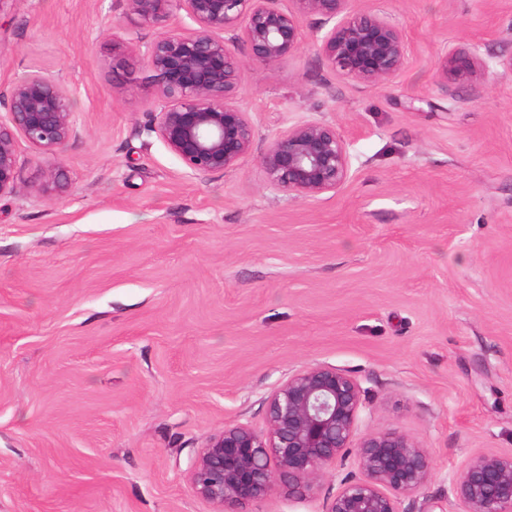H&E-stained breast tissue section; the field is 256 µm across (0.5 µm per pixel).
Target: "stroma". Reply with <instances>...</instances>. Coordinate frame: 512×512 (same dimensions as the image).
<instances>
[{
    "mask_svg": "<svg viewBox=\"0 0 512 512\" xmlns=\"http://www.w3.org/2000/svg\"><path fill=\"white\" fill-rule=\"evenodd\" d=\"M404 27L407 66L364 84L306 40L248 63L256 129L236 169L192 175L152 133L146 71L116 69L142 24L125 0H6L0 93L31 71L76 90L56 158L17 141L20 190L0 198V512H215L191 459L234 423L266 427L270 394L325 364L365 391L359 435L398 429L431 475L407 512L447 502L477 452H512V0H352ZM495 65L435 79L441 51ZM336 125L352 176L304 199L271 188L270 139ZM60 186L46 181L50 166ZM346 456L304 495L254 512H323Z\"/></svg>",
    "mask_w": 512,
    "mask_h": 512,
    "instance_id": "stroma-1",
    "label": "stroma"
}]
</instances>
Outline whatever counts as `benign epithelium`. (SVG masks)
<instances>
[{
  "mask_svg": "<svg viewBox=\"0 0 512 512\" xmlns=\"http://www.w3.org/2000/svg\"><path fill=\"white\" fill-rule=\"evenodd\" d=\"M126 2L147 25L174 19L149 43L129 45L130 56L112 59L115 66L133 61L151 73L157 112L151 132L190 174L237 168L256 136L237 99L246 60L271 65L296 52L305 39L297 17L272 0ZM295 2L298 13L330 23L315 46L335 72L377 85L406 67V32L384 11H351L350 0ZM226 32L246 46L248 59L229 47ZM489 68L479 46L455 47L439 56L437 79L473 82ZM74 95L52 75L34 71L0 97L9 116V124L0 122V198L19 191L16 137L52 157L72 138ZM259 165L269 186L314 199L351 178L352 156L335 125L304 121L277 133ZM364 407L365 390L352 375L322 364L302 369L271 394L264 431L236 423L208 438L190 465L192 488L216 512H246L280 482L293 493L312 490L353 452L360 476L343 481L324 512H405L403 497L430 475L429 455L396 429L367 434L352 446ZM448 504L457 512H512V453L468 457L450 479Z\"/></svg>",
  "mask_w": 512,
  "mask_h": 512,
  "instance_id": "obj_1",
  "label": "benign epithelium"
}]
</instances>
